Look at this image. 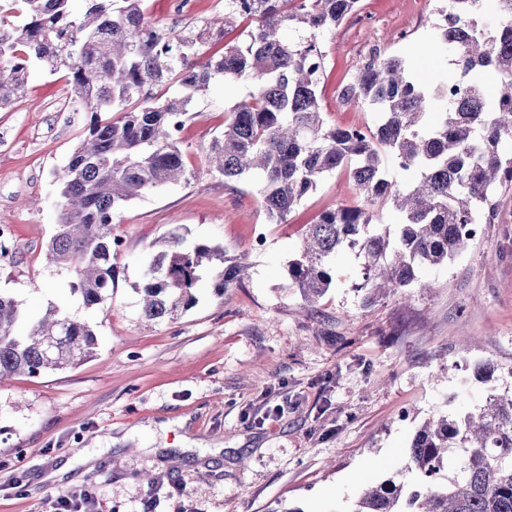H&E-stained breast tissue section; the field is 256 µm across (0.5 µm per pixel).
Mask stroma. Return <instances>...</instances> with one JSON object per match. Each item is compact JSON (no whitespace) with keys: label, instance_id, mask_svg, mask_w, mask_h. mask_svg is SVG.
I'll use <instances>...</instances> for the list:
<instances>
[{"label":"stroma","instance_id":"1","mask_svg":"<svg viewBox=\"0 0 512 512\" xmlns=\"http://www.w3.org/2000/svg\"><path fill=\"white\" fill-rule=\"evenodd\" d=\"M146 17L182 29L224 11V0H145ZM439 0H360L317 41L327 124L373 126L342 97L374 53L438 78L425 48ZM249 93L215 82L190 105L181 146L193 174L133 201L117 216L119 275L104 309L71 296L70 268L47 263L58 222L55 173L87 134L89 113L68 104L63 75L34 66L27 95L0 111V227L10 263L0 290L28 313L52 304L91 323L95 357L0 382V512H53L60 495L89 488L99 512H350L361 489L409 484L417 428L479 409L512 391V184L492 199L498 220L440 269H423L399 295L365 288L363 261L339 254L315 303L288 286V263L307 224L359 203L349 176L324 177L289 214L268 223L258 187L209 174L199 155L224 114ZM188 240L243 261L244 278L216 292L204 278L178 319L145 322L135 286L154 244L175 227ZM475 344L460 355L457 342ZM182 494H169L170 484Z\"/></svg>","mask_w":512,"mask_h":512}]
</instances>
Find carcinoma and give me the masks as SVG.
Instances as JSON below:
<instances>
[{
	"label": "carcinoma",
	"mask_w": 512,
	"mask_h": 512,
	"mask_svg": "<svg viewBox=\"0 0 512 512\" xmlns=\"http://www.w3.org/2000/svg\"><path fill=\"white\" fill-rule=\"evenodd\" d=\"M70 2L0 0V110L23 97L38 64L65 71L71 100L91 113L88 135L56 172L59 218L47 246L53 263L75 273L70 293L85 307H104L118 276L115 216L153 189L188 181L179 134L194 97L218 76L252 90L204 148L207 172L255 181L271 224L285 223L338 169L361 197L307 225L288 268L289 287L305 301L330 288L344 249L364 261L361 287L395 294L420 269L462 252L472 241L467 225L496 219L495 187L512 184V157L499 148L512 138V0H446L429 52L451 60L450 81L426 83L403 58L370 57L342 90L375 112L365 131L328 125L318 97L316 34L339 26L359 0H224L223 17L179 31L147 20L144 0H84L80 16ZM242 23L246 38L224 42ZM287 29L297 38L285 39ZM488 75L497 82L491 96ZM458 79L467 89L459 100L448 95ZM174 83L179 95H161ZM389 203L400 223H372V209ZM161 246L135 285L147 321L192 308L203 275L222 290L246 270L220 246L187 242L178 227ZM96 345L93 327L62 306L31 317L0 293V379L75 367ZM407 470L412 485L370 486L351 512H512V393L489 394L476 414L425 422Z\"/></svg>",
	"instance_id": "1"
}]
</instances>
